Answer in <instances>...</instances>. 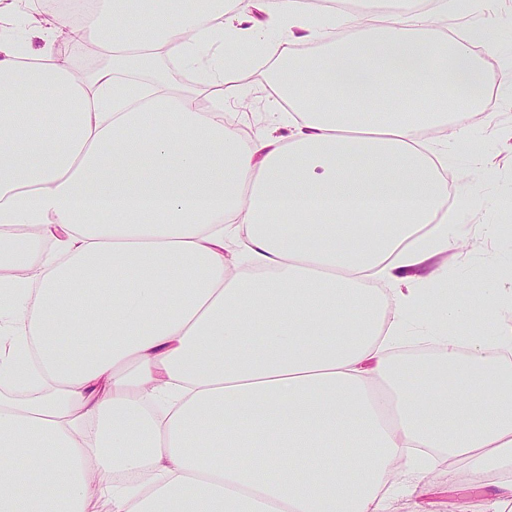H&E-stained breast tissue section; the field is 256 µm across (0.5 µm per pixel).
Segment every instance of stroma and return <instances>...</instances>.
<instances>
[{
  "instance_id": "obj_1",
  "label": "stroma",
  "mask_w": 512,
  "mask_h": 512,
  "mask_svg": "<svg viewBox=\"0 0 512 512\" xmlns=\"http://www.w3.org/2000/svg\"><path fill=\"white\" fill-rule=\"evenodd\" d=\"M496 21V46L478 48L477 53L487 68L500 70L502 81L511 83L512 72L501 70L500 61L512 54V0H493L490 7L466 18L449 16L443 26L455 31L468 25ZM275 91L263 69L253 68L250 79L224 92V118L242 127L263 123ZM485 111L498 115L496 124L471 128L467 141L457 142L448 155V173L453 189H467L473 203V233L465 250L448 260V279L459 288H474L492 271L494 265L512 263V139L504 138V128L512 126V101L501 96L486 98ZM481 153L489 162L492 177L476 175L473 153ZM497 224L501 236L487 237L482 227ZM494 495L477 480L453 481L448 468L435 465L409 493L397 496L390 512H448L454 501L468 504L471 512H493Z\"/></svg>"
}]
</instances>
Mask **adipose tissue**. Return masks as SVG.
Masks as SVG:
<instances>
[{"mask_svg":"<svg viewBox=\"0 0 512 512\" xmlns=\"http://www.w3.org/2000/svg\"><path fill=\"white\" fill-rule=\"evenodd\" d=\"M132 2L85 15L113 63L80 75L66 15L0 0V383L33 393L0 394V512H389L429 448L512 512V277L462 306L430 269L472 207L426 132L483 114L492 26L439 36L460 0ZM255 43L278 99L247 132L209 51ZM159 57L202 93L126 80ZM416 320L443 339L418 370L393 355Z\"/></svg>","mask_w":512,"mask_h":512,"instance_id":"obj_1","label":"adipose tissue"}]
</instances>
